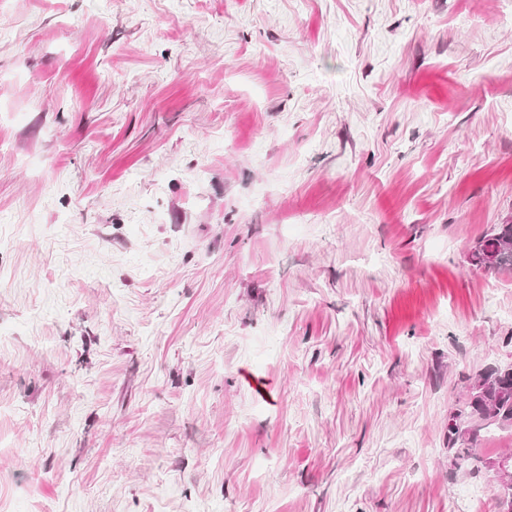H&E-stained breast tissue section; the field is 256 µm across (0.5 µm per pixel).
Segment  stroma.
<instances>
[{
	"label": "stroma",
	"mask_w": 512,
	"mask_h": 512,
	"mask_svg": "<svg viewBox=\"0 0 512 512\" xmlns=\"http://www.w3.org/2000/svg\"><path fill=\"white\" fill-rule=\"evenodd\" d=\"M512 0H0V512H502ZM494 252L497 254L496 264ZM485 253V264L493 266L491 268L483 266ZM469 264L476 270L512 272V223L497 224V227L484 235L471 252ZM510 368L496 367L481 374L475 382L478 388L474 387L461 406L448 416V449L455 450L456 459H476L474 448L481 429H512Z\"/></svg>",
	"instance_id": "obj_1"
}]
</instances>
